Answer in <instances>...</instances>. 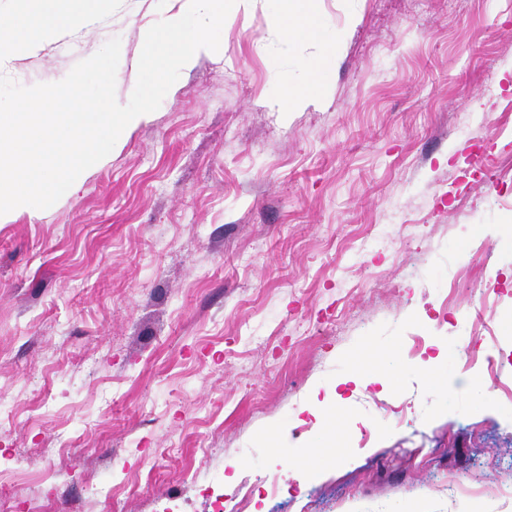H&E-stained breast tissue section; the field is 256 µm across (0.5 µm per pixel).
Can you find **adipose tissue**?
I'll list each match as a JSON object with an SVG mask.
<instances>
[{"mask_svg": "<svg viewBox=\"0 0 512 512\" xmlns=\"http://www.w3.org/2000/svg\"><path fill=\"white\" fill-rule=\"evenodd\" d=\"M272 20L289 47L308 42L318 43V54L302 59L306 80L300 88L281 87L272 97L271 105L280 112H295L323 103L327 83L326 60L334 54L335 40L327 34L315 13L288 17L274 13ZM85 18L63 12L59 0H20L13 19L0 24V61L12 55L17 48L38 47L44 40L65 31L86 26Z\"/></svg>", "mask_w": 512, "mask_h": 512, "instance_id": "1", "label": "adipose tissue"}]
</instances>
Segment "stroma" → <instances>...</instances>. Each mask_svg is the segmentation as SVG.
<instances>
[{"instance_id": "35a3bbf8", "label": "stroma", "mask_w": 512, "mask_h": 512, "mask_svg": "<svg viewBox=\"0 0 512 512\" xmlns=\"http://www.w3.org/2000/svg\"><path fill=\"white\" fill-rule=\"evenodd\" d=\"M338 38L322 105L269 0L227 16L50 208L0 216V477L25 512H512V0H288ZM0 74L62 80L177 0ZM424 345L415 348V337ZM104 483L108 494L95 496Z\"/></svg>"}]
</instances>
